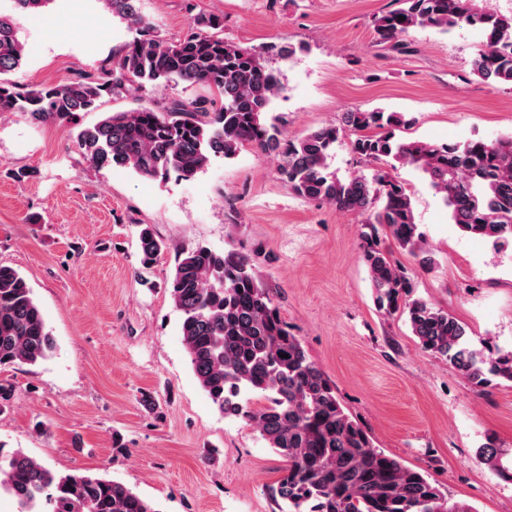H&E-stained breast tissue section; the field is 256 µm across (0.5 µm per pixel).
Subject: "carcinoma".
Wrapping results in <instances>:
<instances>
[{
	"instance_id": "1",
	"label": "carcinoma",
	"mask_w": 512,
	"mask_h": 512,
	"mask_svg": "<svg viewBox=\"0 0 512 512\" xmlns=\"http://www.w3.org/2000/svg\"><path fill=\"white\" fill-rule=\"evenodd\" d=\"M141 2L104 0L135 36L96 72L66 85L25 86L12 79L25 45L11 15L0 13V112H19L36 125H71L88 162L147 179L189 181L212 159H230L245 147L275 156L288 191L364 217L362 257L379 311L407 315L421 347L473 384L494 378L512 383V352L485 357L470 347L464 326L447 310L413 297V283L392 247L420 258L424 267L434 259L423 248L403 183L382 169L340 179L328 163L340 130L347 129L355 135L351 150L361 162L415 167L441 194L462 232L497 244L512 241V137L440 146L406 142L395 134L405 124L399 113L356 110L343 113L340 129L325 126L290 138L282 118L270 112L284 91L270 61L294 57L303 44L243 48L224 38V17L210 13L192 15L184 37L165 39ZM461 25L482 34L472 73L491 85L512 86V15L483 9L477 0H392L374 30L397 49L416 29L446 33ZM172 84L200 85L213 95L173 100L162 108L140 105L93 126L77 122L106 97ZM138 240L142 267L148 269L165 245L149 224L141 225ZM169 290L200 387L220 414L253 427L285 462L273 494L286 512H476L449 502L424 472L374 445L289 331L251 257L204 246L185 249ZM54 349L26 279L0 265V366L34 365ZM479 458L512 479V467L503 464L504 453L492 439L480 446ZM2 493L15 500L16 512H158L121 483L92 473H57L21 450L0 451Z\"/></svg>"
}]
</instances>
